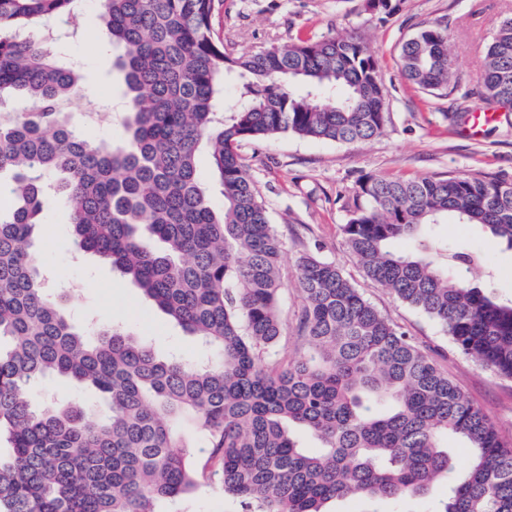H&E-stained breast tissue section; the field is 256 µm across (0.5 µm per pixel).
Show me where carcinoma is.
Here are the masks:
<instances>
[{"label":"carcinoma","mask_w":512,"mask_h":512,"mask_svg":"<svg viewBox=\"0 0 512 512\" xmlns=\"http://www.w3.org/2000/svg\"><path fill=\"white\" fill-rule=\"evenodd\" d=\"M81 2L0 0V108L13 112L0 118V512H155L196 487L198 439L218 462L211 485L242 512H327L355 495L380 512L433 492V512H512V442L336 262L298 258V346L280 355L285 243L239 146L381 136L386 91L364 37L298 36L237 55L215 28L223 0H101L124 84L125 138L113 147L71 124L63 104L82 68L43 36ZM399 65L415 88L444 94L456 82L448 28L421 26ZM229 76L239 97L221 112ZM481 82L489 103L512 109V18L484 48ZM52 192L68 204L75 250L110 263L195 337L196 359L160 357L129 328L91 332L46 291L34 230ZM434 224L477 225L512 250V183L369 175L342 233L367 279L512 379V301L469 278L478 255L425 237ZM405 239L418 248L397 251ZM56 379L99 393L105 409L35 395ZM450 436L468 448L462 467Z\"/></svg>","instance_id":"1"}]
</instances>
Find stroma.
<instances>
[{
  "mask_svg": "<svg viewBox=\"0 0 512 512\" xmlns=\"http://www.w3.org/2000/svg\"><path fill=\"white\" fill-rule=\"evenodd\" d=\"M393 15L379 19L366 0H224V33L238 53H254L298 35H328L341 30L366 34L387 90L389 122L384 134L347 145L291 134L243 143L241 157L253 176L270 219L285 242L281 263L283 320L296 336L295 315L301 305L296 260L316 251L340 264L376 308L406 330L438 365L488 415L505 441H512V380L497 376L462 355L436 321L397 300L365 279L346 253L341 227L349 218L358 183L367 175L392 178L468 175L512 182V112H502L483 138L460 134L464 112L483 109L480 67L485 45L503 19L512 18V0H392ZM93 12L78 20L76 38L64 54L80 59L83 83L73 125L86 138L120 143L122 84L113 67L114 54L102 45ZM448 27L455 86L430 96L403 77L401 44L423 24ZM69 208L53 198L39 228V250L48 286L65 309L135 330L160 355L178 350L192 355L196 342L168 321L138 288L109 264L78 255L67 233ZM436 235L463 243L485 258L475 273L490 281L494 293L512 299V251L467 224L439 225ZM209 450L198 445L197 486L177 503L158 502L156 512H241L232 498L214 490L205 477Z\"/></svg>",
  "mask_w": 512,
  "mask_h": 512,
  "instance_id": "1",
  "label": "stroma"
}]
</instances>
